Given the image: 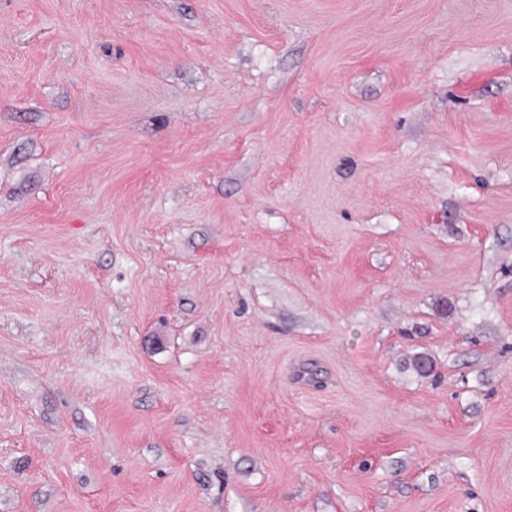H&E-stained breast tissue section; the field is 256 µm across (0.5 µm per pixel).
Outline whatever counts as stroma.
Here are the masks:
<instances>
[{"label":"stroma","instance_id":"35a3bbf8","mask_svg":"<svg viewBox=\"0 0 512 512\" xmlns=\"http://www.w3.org/2000/svg\"><path fill=\"white\" fill-rule=\"evenodd\" d=\"M0 512H512V0H0Z\"/></svg>","mask_w":512,"mask_h":512}]
</instances>
